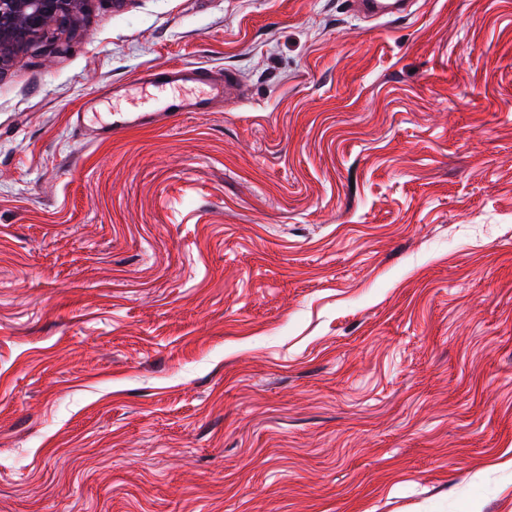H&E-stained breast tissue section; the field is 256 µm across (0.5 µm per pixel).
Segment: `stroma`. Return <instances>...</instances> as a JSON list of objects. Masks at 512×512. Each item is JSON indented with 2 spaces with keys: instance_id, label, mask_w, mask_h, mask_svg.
I'll list each match as a JSON object with an SVG mask.
<instances>
[{
  "instance_id": "obj_1",
  "label": "stroma",
  "mask_w": 512,
  "mask_h": 512,
  "mask_svg": "<svg viewBox=\"0 0 512 512\" xmlns=\"http://www.w3.org/2000/svg\"><path fill=\"white\" fill-rule=\"evenodd\" d=\"M415 9L90 0L0 75V512H512V0ZM189 64L243 98L91 138ZM351 12L360 19L378 22L393 16H409L413 0H349Z\"/></svg>"
}]
</instances>
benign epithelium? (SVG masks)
Returning <instances> with one entry per match:
<instances>
[{
  "label": "benign epithelium",
  "mask_w": 512,
  "mask_h": 512,
  "mask_svg": "<svg viewBox=\"0 0 512 512\" xmlns=\"http://www.w3.org/2000/svg\"><path fill=\"white\" fill-rule=\"evenodd\" d=\"M89 0H0V74L32 45L79 23Z\"/></svg>",
  "instance_id": "benign-epithelium-1"
}]
</instances>
